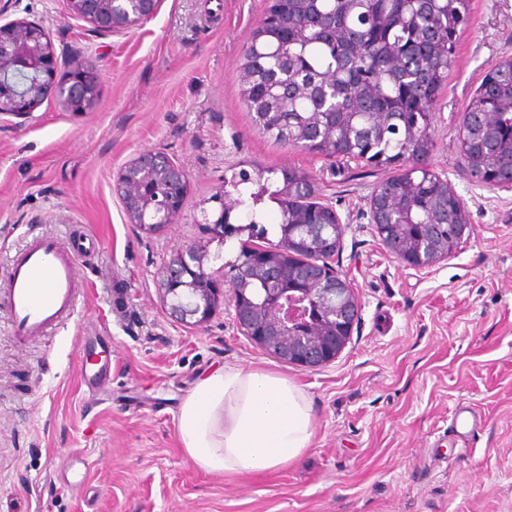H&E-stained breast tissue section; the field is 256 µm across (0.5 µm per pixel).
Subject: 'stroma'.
<instances>
[{
  "instance_id": "35a3bbf8",
  "label": "stroma",
  "mask_w": 512,
  "mask_h": 512,
  "mask_svg": "<svg viewBox=\"0 0 512 512\" xmlns=\"http://www.w3.org/2000/svg\"><path fill=\"white\" fill-rule=\"evenodd\" d=\"M268 0H161L139 26L100 33L65 0H14L7 19L41 23L60 70L96 58L103 99L74 114L51 101L0 117V284L29 233L82 229L101 248L67 329L17 346L0 312V512H512V188L475 182L457 148L465 104L512 57V0H470V19L434 109L428 160L463 201L470 235L432 267L388 252L369 199L396 167L339 161L260 133L241 98L243 48ZM189 178L186 202L152 234L115 188L139 152ZM305 172L343 223L334 258L361 308L350 343L314 369L283 363L224 304L201 327L175 321L159 272L187 245L234 261L238 241L202 226L224 179L252 166ZM110 353L103 388L82 386L84 342ZM265 366L294 379L315 415L313 447L281 470L205 473L177 438L179 406L204 373ZM482 423L448 435L458 406ZM87 486L71 491L81 460Z\"/></svg>"
}]
</instances>
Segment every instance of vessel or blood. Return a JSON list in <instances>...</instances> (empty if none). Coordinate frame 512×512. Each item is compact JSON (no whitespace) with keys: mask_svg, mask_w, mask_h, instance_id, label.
<instances>
[{"mask_svg":"<svg viewBox=\"0 0 512 512\" xmlns=\"http://www.w3.org/2000/svg\"><path fill=\"white\" fill-rule=\"evenodd\" d=\"M99 248V240L85 234L68 243L45 233L25 237L9 258L0 289L16 342L51 335L72 319L84 293L79 261Z\"/></svg>","mask_w":512,"mask_h":512,"instance_id":"vessel-or-blood-1","label":"vessel or blood"}]
</instances>
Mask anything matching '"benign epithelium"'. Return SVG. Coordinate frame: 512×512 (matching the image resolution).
<instances>
[{"label":"benign epithelium","mask_w":512,"mask_h":512,"mask_svg":"<svg viewBox=\"0 0 512 512\" xmlns=\"http://www.w3.org/2000/svg\"><path fill=\"white\" fill-rule=\"evenodd\" d=\"M159 0H66L69 16L89 23L94 30L118 32L150 19ZM101 81L93 59L85 57L72 62L70 69L60 72L54 45L48 31L39 23L23 19L0 23V115L26 118L45 100H52L66 112L93 111L100 103ZM145 180L159 181L170 194L169 201L181 210L189 183L187 173L161 152L147 150L118 175V186L130 188L124 198L131 219L146 213L154 201L133 191ZM370 200L371 222L384 246L396 258L413 268H427L448 257L447 247L437 241L436 233L422 235L411 242L399 234L402 225L388 223L378 216ZM328 214L324 224H313L308 230L306 246L313 257L300 269L288 266L292 252L270 259L273 250L247 244V263L225 274V280L212 281L204 266L205 257L193 245H187L164 263L163 296L173 292L172 285L194 296L191 306L172 304L171 314L180 321L201 327L224 304V284L244 275L245 270L259 266L269 275L273 287L266 299L274 310V321L257 329L254 310L243 288H230L233 319L237 329L265 353L287 363L317 368L336 360L350 342L353 328L360 317V307L349 284L333 266L336 249L328 247L325 231L333 226L343 231L336 210L324 206ZM303 284L290 293L278 287L286 276Z\"/></svg>","instance_id":"1"}]
</instances>
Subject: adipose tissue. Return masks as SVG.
Returning <instances> with one entry per match:
<instances>
[{
	"label": "adipose tissue",
	"mask_w": 512,
	"mask_h": 512,
	"mask_svg": "<svg viewBox=\"0 0 512 512\" xmlns=\"http://www.w3.org/2000/svg\"><path fill=\"white\" fill-rule=\"evenodd\" d=\"M315 416L305 391L264 367L226 366L203 374L182 401L180 445L214 475L279 470L313 445Z\"/></svg>",
	"instance_id": "obj_1"
}]
</instances>
